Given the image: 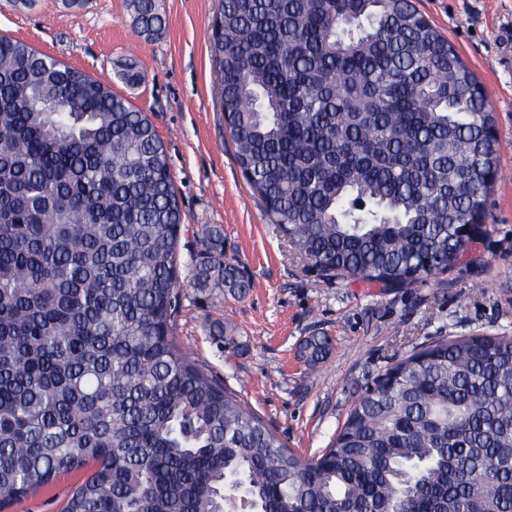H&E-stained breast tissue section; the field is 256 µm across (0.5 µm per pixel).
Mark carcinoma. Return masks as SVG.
Here are the masks:
<instances>
[{
  "label": "carcinoma",
  "mask_w": 512,
  "mask_h": 512,
  "mask_svg": "<svg viewBox=\"0 0 512 512\" xmlns=\"http://www.w3.org/2000/svg\"><path fill=\"white\" fill-rule=\"evenodd\" d=\"M139 33L165 26L130 0ZM235 161L322 271L403 288L453 263L499 175L493 113L412 0H221ZM182 213L163 143L103 81L0 35V506L92 472L63 512H512V340L401 359L315 459L177 347ZM194 287L245 293L205 230Z\"/></svg>",
  "instance_id": "carcinoma-1"
}]
</instances>
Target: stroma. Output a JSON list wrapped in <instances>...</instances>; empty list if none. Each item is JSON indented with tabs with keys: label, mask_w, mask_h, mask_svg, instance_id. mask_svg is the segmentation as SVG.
Wrapping results in <instances>:
<instances>
[{
	"label": "stroma",
	"mask_w": 512,
	"mask_h": 512,
	"mask_svg": "<svg viewBox=\"0 0 512 512\" xmlns=\"http://www.w3.org/2000/svg\"><path fill=\"white\" fill-rule=\"evenodd\" d=\"M413 2L481 82L504 177L460 261L386 288L312 269L245 181L215 94L220 0H158L167 26L150 40L134 29L126 0H0V34L105 81L154 125L183 216L171 333L304 457L321 455L366 388L416 348L442 336L512 339V0ZM131 68L142 82H126ZM213 225L223 229L225 261L250 283L242 297L193 286L204 229ZM217 320L225 332L210 335ZM313 336L329 341L323 359L303 353ZM86 475H59L0 512H61Z\"/></svg>",
	"instance_id": "35a3bbf8"
}]
</instances>
